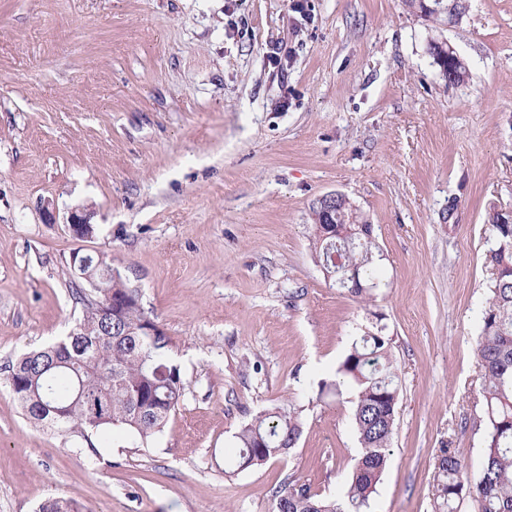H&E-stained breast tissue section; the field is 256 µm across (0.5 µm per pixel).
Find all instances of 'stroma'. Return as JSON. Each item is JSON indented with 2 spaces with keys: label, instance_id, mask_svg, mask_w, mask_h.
Returning a JSON list of instances; mask_svg holds the SVG:
<instances>
[{
  "label": "stroma",
  "instance_id": "1",
  "mask_svg": "<svg viewBox=\"0 0 512 512\" xmlns=\"http://www.w3.org/2000/svg\"><path fill=\"white\" fill-rule=\"evenodd\" d=\"M466 5L451 24L401 0H0V364L80 316L79 249L141 288L185 381L145 447L31 424L0 387V512L52 497L273 512L288 485L342 499L360 445L338 368L376 321L401 391L370 512H432L442 449L480 470L485 218L512 209V0ZM434 39L463 82L442 77ZM334 192L382 255L365 303L311 249L312 208ZM75 211L92 237L71 236ZM289 401L296 448L226 473L241 428ZM442 47L444 49H442ZM447 48V51H445ZM429 51L431 55L434 57V59L440 60L441 57H445L448 59V55H451L453 57H450V59L444 60L443 62L448 65V78L444 76L446 80H448L449 83H460L464 81L466 75H467V68L465 62L457 60V58H454L453 51L454 48L447 43V45L444 44L443 40H431L429 43ZM453 75V79L449 76Z\"/></svg>",
  "mask_w": 512,
  "mask_h": 512
}]
</instances>
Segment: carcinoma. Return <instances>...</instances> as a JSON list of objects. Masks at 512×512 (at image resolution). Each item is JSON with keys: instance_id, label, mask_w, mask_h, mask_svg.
<instances>
[{"instance_id": "cac0c4a2", "label": "carcinoma", "mask_w": 512, "mask_h": 512, "mask_svg": "<svg viewBox=\"0 0 512 512\" xmlns=\"http://www.w3.org/2000/svg\"><path fill=\"white\" fill-rule=\"evenodd\" d=\"M436 16H461L465 0H440ZM431 55L447 58L450 83L467 75L466 64L448 57L444 42L429 43ZM312 250L325 277L359 299L373 295L382 284L373 227L351 203L337 210L343 238L320 237L321 221L314 207ZM490 247L485 257L488 298L480 313L476 345L482 396L485 402V456L481 470L471 473L453 448L437 462L433 512H459L467 497L481 512H512V223L500 210L486 214ZM90 277L71 272V292L82 306V317L57 343L9 360L0 367L3 383L19 402L26 419L47 429L92 442H107L116 432L149 444L176 410L185 382L171 355V339L161 327L152 336L139 330L153 322L142 306V292L119 273L112 274V315L104 301L93 296L98 270ZM92 360L102 372L86 371ZM338 372L355 384L353 423L361 455L347 483L343 501L323 498L301 485L277 495L275 512H368L370 496L386 467L400 396V376L390 355L383 328L354 339ZM302 423L294 407H275L259 413L236 435L227 461L243 470L288 453L298 443ZM38 512H76L69 500L49 498Z\"/></svg>"}]
</instances>
